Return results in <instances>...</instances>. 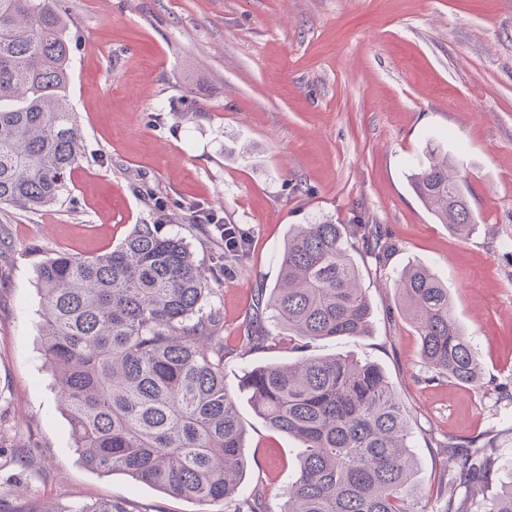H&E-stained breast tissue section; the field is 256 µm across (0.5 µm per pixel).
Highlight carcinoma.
Listing matches in <instances>:
<instances>
[{
  "instance_id": "1",
  "label": "carcinoma",
  "mask_w": 512,
  "mask_h": 512,
  "mask_svg": "<svg viewBox=\"0 0 512 512\" xmlns=\"http://www.w3.org/2000/svg\"><path fill=\"white\" fill-rule=\"evenodd\" d=\"M58 0H0V204H54L85 154L69 103L70 36ZM458 156L434 150L411 174L422 205L459 237L478 224ZM392 245L358 214L350 224H293L279 278L258 293L264 317L248 321L246 352L283 343L367 336L371 302L357 252L386 264ZM205 271L182 237L137 224L96 256L60 254L39 270L43 350L75 450L89 469L122 473L164 493L265 512L257 490L240 499L244 425L224 386L221 314L205 309ZM433 376L475 387L481 367L441 281L426 267L394 281ZM266 426L298 443V467L281 512H423L407 411L382 369L346 357H303L249 371L242 382ZM454 466L440 482L441 512H512V463L497 436L449 437ZM508 479L479 507L461 489ZM69 512H126L110 501Z\"/></svg>"
}]
</instances>
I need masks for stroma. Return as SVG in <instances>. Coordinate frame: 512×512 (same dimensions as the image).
I'll return each instance as SVG.
<instances>
[{
  "mask_svg": "<svg viewBox=\"0 0 512 512\" xmlns=\"http://www.w3.org/2000/svg\"><path fill=\"white\" fill-rule=\"evenodd\" d=\"M70 24V97L86 157L56 204L0 205V507L70 512L97 500L127 512H224L86 468L40 350V265L112 250L134 225L184 237L198 263L224 252L204 204L237 225L243 262L211 275L223 314L224 384L256 455L240 497L280 512L295 442L241 391L255 367L297 360L291 345L241 354L257 288H272L293 224L366 211L392 244L389 276L362 266L369 335L311 342L382 368L413 424L424 512H440L448 437L494 434L512 461V0H61ZM463 152L480 223L453 236L410 182L433 148ZM428 267L447 287L482 366L479 386L430 378L391 274Z\"/></svg>",
  "mask_w": 512,
  "mask_h": 512,
  "instance_id": "stroma-1",
  "label": "stroma"
}]
</instances>
